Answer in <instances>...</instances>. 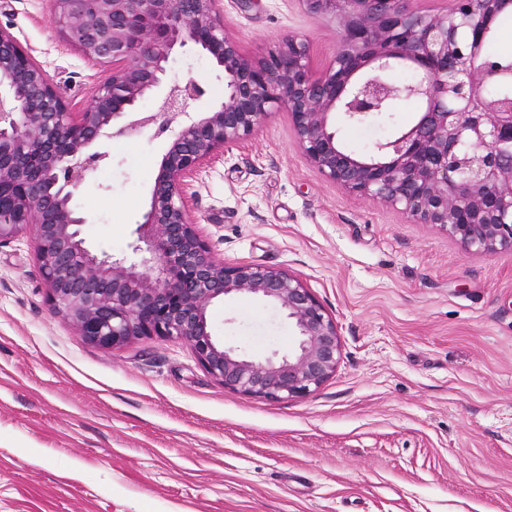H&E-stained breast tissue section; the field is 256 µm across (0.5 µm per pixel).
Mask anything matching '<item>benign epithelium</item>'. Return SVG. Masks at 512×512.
Masks as SVG:
<instances>
[{"label": "benign epithelium", "instance_id": "1", "mask_svg": "<svg viewBox=\"0 0 512 512\" xmlns=\"http://www.w3.org/2000/svg\"><path fill=\"white\" fill-rule=\"evenodd\" d=\"M219 0H52L59 37L85 58L112 67L81 112L16 39L0 27V245L32 235L53 314L83 341L117 349L157 336L187 344L225 389L267 400L305 397L336 373V320L285 270L217 260L197 231L187 179L248 137L275 107L293 122L305 156L328 180L366 199L399 205L467 248L512 247V97L487 95L485 45L512 0H454L427 14L411 0H299L315 19L338 24L328 68L315 72L308 47L283 38L261 58L245 54L221 22ZM193 44L224 76V100L188 110L202 94L167 78L173 51ZM413 68L416 82L391 74ZM414 97L412 122L365 154L332 128L380 117ZM156 100L152 112L141 103ZM172 135L128 255L92 253L75 191L111 161L96 146L152 127ZM248 295L295 327L294 348L263 360L220 343L212 307Z\"/></svg>", "mask_w": 512, "mask_h": 512}]
</instances>
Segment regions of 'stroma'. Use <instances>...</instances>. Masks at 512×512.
<instances>
[{"label": "stroma", "instance_id": "35a3bbf8", "mask_svg": "<svg viewBox=\"0 0 512 512\" xmlns=\"http://www.w3.org/2000/svg\"><path fill=\"white\" fill-rule=\"evenodd\" d=\"M242 50L303 40L313 70L333 59L337 24L298 0H221ZM50 0H0V26L81 111L111 69L62 42ZM169 75L224 98L208 56L175 50ZM337 116L361 152L408 125ZM165 138L104 144L112 161L77 189L82 236L120 255L136 239ZM192 219L217 259L285 270L335 319L341 356L312 395L268 401L225 390L183 343L143 338L105 350L55 317L33 243L0 246V512H512V248L466 249L402 209L326 179L288 113L189 178ZM213 333L255 358L287 353L277 309L233 296Z\"/></svg>", "mask_w": 512, "mask_h": 512}]
</instances>
